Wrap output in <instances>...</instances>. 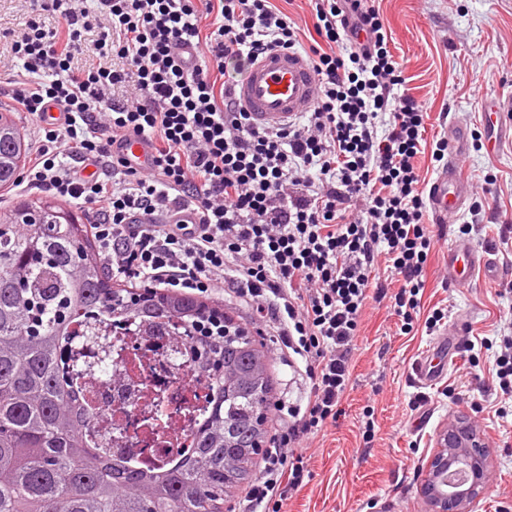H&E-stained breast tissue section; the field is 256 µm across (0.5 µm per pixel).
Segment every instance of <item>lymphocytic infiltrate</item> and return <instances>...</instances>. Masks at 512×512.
Segmentation results:
<instances>
[{"label": "lymphocytic infiltrate", "mask_w": 512, "mask_h": 512, "mask_svg": "<svg viewBox=\"0 0 512 512\" xmlns=\"http://www.w3.org/2000/svg\"><path fill=\"white\" fill-rule=\"evenodd\" d=\"M11 46L14 111L66 120L41 126L24 187L86 206L106 273L187 294L239 298L304 364V410L271 441L244 512H280L305 477L301 444L335 422L350 383L354 341L372 274L387 261L401 286L393 309L414 329L434 249L415 160L426 108L409 93L378 9L360 0H311L320 45L273 0H32ZM61 24L47 28L40 13ZM218 24L203 32L204 13ZM107 30H99L101 19ZM195 42L187 71L176 49ZM307 49L316 103L290 125L256 126L233 97L245 68L270 50ZM115 66L73 68L76 55ZM121 97H108L109 89ZM148 139L145 173L112 152ZM100 165L82 177L76 163ZM189 206L197 223H172Z\"/></svg>", "instance_id": "obj_1"}]
</instances>
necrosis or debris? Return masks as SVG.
Returning a JSON list of instances; mask_svg holds the SVG:
<instances>
[{
  "instance_id": "4bbe7bcc",
  "label": "necrosis or debris",
  "mask_w": 512,
  "mask_h": 512,
  "mask_svg": "<svg viewBox=\"0 0 512 512\" xmlns=\"http://www.w3.org/2000/svg\"><path fill=\"white\" fill-rule=\"evenodd\" d=\"M112 359L87 383L94 435L106 439L113 456L158 463L189 446L190 414H202L207 384L185 355V338L175 326H110ZM162 420L173 436L155 441L151 424Z\"/></svg>"
}]
</instances>
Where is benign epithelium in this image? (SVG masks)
Here are the masks:
<instances>
[{"instance_id": "7a95c632", "label": "benign epithelium", "mask_w": 512, "mask_h": 512, "mask_svg": "<svg viewBox=\"0 0 512 512\" xmlns=\"http://www.w3.org/2000/svg\"><path fill=\"white\" fill-rule=\"evenodd\" d=\"M421 495L427 512H471L486 488L488 451L470 417L458 415L438 434Z\"/></svg>"}]
</instances>
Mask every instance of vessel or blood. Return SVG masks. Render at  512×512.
<instances>
[{
	"label": "vessel or blood",
	"instance_id": "1",
	"mask_svg": "<svg viewBox=\"0 0 512 512\" xmlns=\"http://www.w3.org/2000/svg\"><path fill=\"white\" fill-rule=\"evenodd\" d=\"M242 108L258 125H280L294 121L310 111L315 101V72L306 54L288 50L264 54L250 63L234 87ZM490 127L512 141V97H499L487 108ZM448 160L432 183L428 198L438 223H448L463 208L469 194L470 181L456 164L457 157L468 147L467 130L455 124L448 129ZM119 152L135 168L147 171L152 167V149L136 135L122 140ZM495 264L486 250L465 241L448 246V278L458 284L472 283L475 278H492ZM445 345H438L433 354L422 356L416 377L428 383L447 368Z\"/></svg>",
	"mask_w": 512,
	"mask_h": 512
}]
</instances>
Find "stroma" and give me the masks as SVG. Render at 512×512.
<instances>
[{"instance_id": "stroma-1", "label": "stroma", "mask_w": 512, "mask_h": 512, "mask_svg": "<svg viewBox=\"0 0 512 512\" xmlns=\"http://www.w3.org/2000/svg\"><path fill=\"white\" fill-rule=\"evenodd\" d=\"M387 23L394 54L402 59L406 87L427 107L426 143L443 138L450 124H467L469 147L458 159L472 181L495 174L479 201L485 228L473 238L491 250L496 275L461 287L449 282L448 243L458 227L472 221V208L457 220L433 225L437 238L424 272L420 311L410 334L389 300L369 298L351 360V381L342 401L343 416L310 435L309 476L288 494L281 512H425L419 488L438 432L457 414L471 417L488 446L489 480L473 512H512V398L503 397L495 378L500 337L512 321V247L497 249L501 228L512 225V143L488 152L491 131L481 121L486 100L512 95V0H375ZM259 340L274 383L273 408L265 428L284 421L283 407L306 402L309 384L298 366L280 359L272 328L235 299L206 295ZM448 318L468 315L465 352L449 337L443 378L420 384L414 368L435 346L440 333H428L425 320L435 308ZM373 411L375 433L362 438V420Z\"/></svg>"}]
</instances>
